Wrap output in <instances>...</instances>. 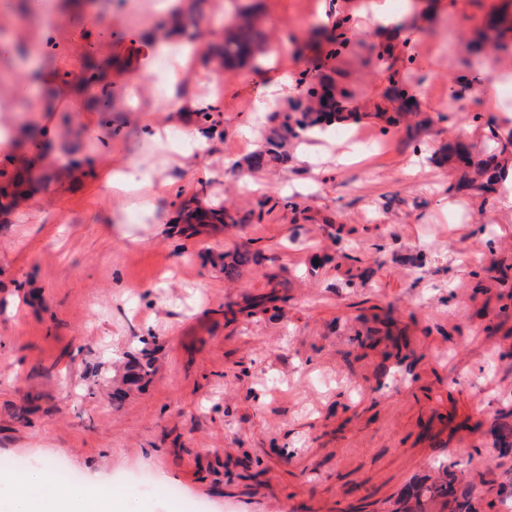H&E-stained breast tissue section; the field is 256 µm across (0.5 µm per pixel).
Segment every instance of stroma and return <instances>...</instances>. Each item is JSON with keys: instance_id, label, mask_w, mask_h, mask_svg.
<instances>
[{"instance_id": "obj_1", "label": "stroma", "mask_w": 512, "mask_h": 512, "mask_svg": "<svg viewBox=\"0 0 512 512\" xmlns=\"http://www.w3.org/2000/svg\"><path fill=\"white\" fill-rule=\"evenodd\" d=\"M96 2L94 20L54 36L5 14L0 42L50 38V70L112 58L121 75L163 17L153 0L134 13ZM506 2L411 0L389 72L371 0H204L203 40L217 39L219 15L250 7L278 68L355 93L318 142L289 139L254 171L247 159L303 94L270 96L253 60L225 72L220 98L204 57L177 69L215 109L198 126L203 153L172 139L186 126L165 110L167 79L150 75L135 108L116 83L107 112L83 111L65 87L0 111L83 161L79 181L0 214V498L11 476L48 464L122 493L128 512H406L445 463L478 512H505L512 453L496 430L512 426V214L498 194L460 190L445 146L489 151L503 138L494 117L512 106V78L496 103L468 84L484 67L512 75V54L477 63L469 50ZM329 13L349 37L331 61L316 23ZM392 85L413 97L409 122L375 116ZM132 164L151 174L154 209L106 186ZM190 199L232 222L179 229ZM237 250L253 260L230 277L223 255ZM138 360L153 376L135 385Z\"/></svg>"}]
</instances>
